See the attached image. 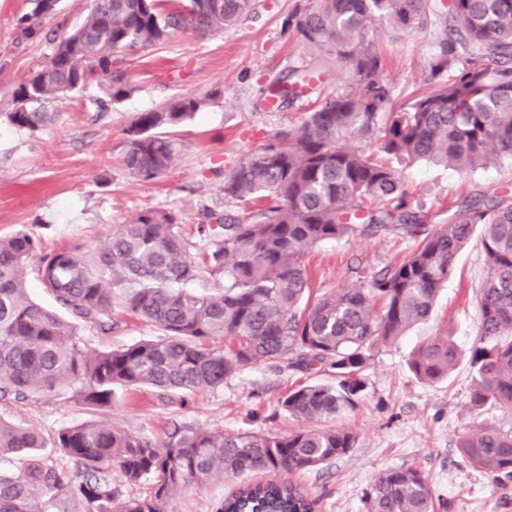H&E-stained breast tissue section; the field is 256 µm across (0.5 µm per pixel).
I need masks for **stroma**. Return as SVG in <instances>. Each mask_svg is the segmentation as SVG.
I'll use <instances>...</instances> for the list:
<instances>
[{"label":"stroma","mask_w":512,"mask_h":512,"mask_svg":"<svg viewBox=\"0 0 512 512\" xmlns=\"http://www.w3.org/2000/svg\"><path fill=\"white\" fill-rule=\"evenodd\" d=\"M307 0H253L250 12L221 34L188 29L164 44L128 56L133 89L123 102L98 111L104 89L96 83L53 101L52 119L31 132L12 125L19 85L46 64L52 43L23 40L17 20L28 0H0V237L21 226L32 227L43 250L79 242L104 244L113 225L133 221L145 210L178 212L185 233L205 223L207 212L239 214L246 204L224 198V174L246 161L274 135L298 128L317 93L298 95L292 104L270 98L271 87L288 71L314 68L325 54L285 29V18ZM435 24L396 30L374 25L375 44L384 59L383 79L396 105L430 91L427 66ZM190 94L201 101L194 117L172 128L179 154L160 177L141 181L123 164L125 131L143 112ZM414 200L437 221H445L464 198L512 192V162L499 161L469 174L426 162L396 165ZM410 240L380 235L365 240L321 244L305 259L312 296L353 287L357 265L377 269L399 262ZM479 237L458 254L454 271L430 316L392 345L376 349L365 372L366 389L340 425L357 436L355 448L321 468L294 474L254 472L255 482L291 479L312 497L320 512H365L363 496L379 471L416 467L433 493L434 512H512V492L503 493L491 477L459 453L457 442L477 424L512 428V410L487 406L471 411L468 392L472 371L461 363L447 379L429 385L407 366L410 351L431 336H452L469 349L478 322V299L487 277ZM111 334L85 322L77 333L97 352L154 336V328L132 315L114 313ZM323 373L250 364L227 379L222 389L197 394L181 409L159 399L149 387L120 389L109 413L132 435L164 438L170 421L187 422L227 433H285L301 421L280 406L289 390L326 381ZM0 418L52 437L65 426L92 420L70 389L23 403L0 401ZM236 479H214L206 489H189L173 502L175 512H214L216 503L235 489Z\"/></svg>","instance_id":"stroma-1"}]
</instances>
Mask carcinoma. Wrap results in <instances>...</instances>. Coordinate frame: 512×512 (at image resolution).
<instances>
[{
	"label": "carcinoma",
	"instance_id": "cac0c4a2",
	"mask_svg": "<svg viewBox=\"0 0 512 512\" xmlns=\"http://www.w3.org/2000/svg\"><path fill=\"white\" fill-rule=\"evenodd\" d=\"M17 21L21 37L41 33L59 0H29ZM251 0H93L85 20L55 45L48 63L20 84L10 122L37 130L47 104L91 80L114 104L131 92L119 66L127 50L166 42L185 28L217 34L236 25ZM434 18L428 64L434 90L395 107L381 78L372 37L384 20L411 29ZM284 26L323 49L342 83L320 96L298 129L276 135L244 164L224 173V198L256 203L242 215L212 216L197 233L212 247L196 262L180 215L148 210L113 226L103 247L78 244L44 253L28 227L0 238V398L21 401L68 385L91 411L112 407L115 389L150 387L185 406L224 387L242 367L284 364L333 378L288 392L281 407L307 426L285 435L224 433L175 423L162 439L134 436L106 420L60 428L48 444L37 431L0 419V512H171L177 495L224 475L305 472L347 454L349 430L331 425L365 390L373 352L431 313L458 253L479 231L488 275L481 288L478 336L469 350V404L512 407V196L465 200L443 224L413 202L399 173L351 141L375 140L397 160H425L468 172L512 160V0H316ZM312 71L294 69L274 94L292 99L313 86ZM201 100L184 96L141 113L126 129L123 164L153 180L178 155L162 132L183 124ZM393 235L415 246L402 262L358 269L360 286L310 300L303 263L329 241ZM57 309L30 296V261ZM224 285L194 286L203 275ZM124 311L159 335L96 353L85 350L66 315L112 332ZM224 341V347L212 343ZM452 337L433 336L410 353L419 381L437 383L462 362ZM51 446L70 466L41 454ZM462 456L508 490L512 428L476 425L460 436ZM119 480L112 481V471ZM150 482L144 496L123 484ZM367 512H432L425 474L415 467L376 474ZM215 512H316V501L290 482L245 484Z\"/></svg>",
	"mask_w": 512,
	"mask_h": 512
}]
</instances>
